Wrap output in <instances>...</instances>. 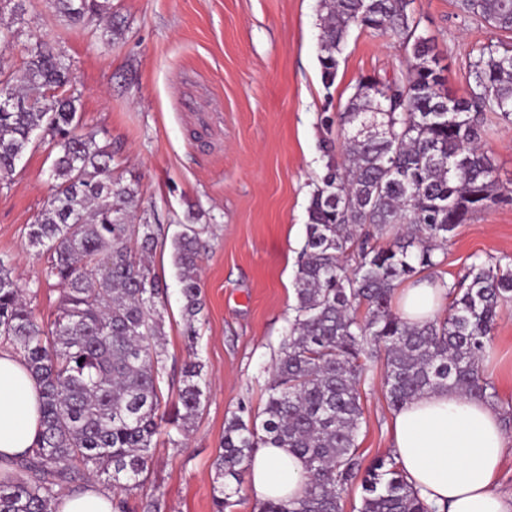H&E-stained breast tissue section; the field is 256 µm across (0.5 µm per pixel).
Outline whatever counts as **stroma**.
I'll list each match as a JSON object with an SVG mask.
<instances>
[{
	"mask_svg": "<svg viewBox=\"0 0 512 512\" xmlns=\"http://www.w3.org/2000/svg\"><path fill=\"white\" fill-rule=\"evenodd\" d=\"M414 8L443 59L449 94L467 95L470 54L497 32L463 16L455 0H415ZM112 13L124 22L113 42L98 21L68 25L38 0L7 56L20 61L39 37L59 42L83 122L109 144L115 176L137 183L144 207L168 232L183 224L205 229L211 249L201 262L205 308L195 349L183 337L169 246L156 248L152 266L168 285L161 390L178 389L194 353L206 364L209 388L181 446L167 433L155 435L145 483L123 497L128 512H142L152 495L164 512H212L224 425L237 414L261 415L293 315L310 196L324 173L320 120L346 104L360 79L399 72L402 52L386 36L352 30L327 89L318 0H112ZM487 146L504 196L436 250L434 274L450 282L473 256L512 257V126L493 128ZM49 166L44 147L29 148L0 189V255L11 257L14 279L44 320L58 290L46 281L27 230L48 196ZM484 369L498 409L512 419V302L501 309ZM361 394L357 444L369 462L391 448L382 361L373 363Z\"/></svg>",
	"mask_w": 512,
	"mask_h": 512,
	"instance_id": "1",
	"label": "stroma"
}]
</instances>
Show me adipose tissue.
Instances as JSON below:
<instances>
[{
	"mask_svg": "<svg viewBox=\"0 0 512 512\" xmlns=\"http://www.w3.org/2000/svg\"><path fill=\"white\" fill-rule=\"evenodd\" d=\"M448 291L424 281L401 289L398 314L416 323L446 309ZM41 430L40 388L22 357L0 350V472H11ZM391 451L407 481L438 512H512L498 489L508 440L500 411L455 390L429 391L394 410ZM254 502L294 500L308 481L304 461L283 448H263L248 463ZM57 512H113L112 496L96 484L60 494Z\"/></svg>",
	"mask_w": 512,
	"mask_h": 512,
	"instance_id": "adipose-tissue-1",
	"label": "adipose tissue"
}]
</instances>
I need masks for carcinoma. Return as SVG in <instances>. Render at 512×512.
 I'll return each mask as SVG.
<instances>
[{
    "label": "carcinoma",
    "instance_id": "1",
    "mask_svg": "<svg viewBox=\"0 0 512 512\" xmlns=\"http://www.w3.org/2000/svg\"><path fill=\"white\" fill-rule=\"evenodd\" d=\"M72 25L107 18L110 0H49ZM414 0H320L321 79L331 87L352 29L382 34L405 51L400 75L363 78L343 110L321 118L324 175L308 207L307 239L295 275L296 304L268 385L265 418L234 416L224 427L214 467V512L235 506L259 448H287L304 459V495L268 500L259 512H343L360 484L357 512H432L388 454L364 464L357 434L361 384L369 363L385 359V385L398 409L427 390L452 388L495 403L483 359L499 308L512 300V258L475 256L448 285L442 317L409 323L392 309L398 284L439 265L435 251L470 217L491 207L500 185L486 147L492 125H512V43L481 46L469 63V96L444 88L433 40L417 33ZM466 16L512 33V0H456ZM33 0H0V17L26 14ZM19 31L0 23V185L36 142L52 157L51 186L29 246L46 258L58 286L55 318L36 317L0 255V344L19 352L38 381L42 431L18 471L0 480V512H55L59 490L89 472L130 490L149 469L161 427L184 436L208 381L189 361L176 397H164L167 284L148 257L163 227L150 223L132 183L112 176V153L84 131L79 96L63 49L38 38L20 66L5 61ZM395 237L378 243L388 227ZM195 224L173 236L184 336L194 344L203 310L199 268L208 243Z\"/></svg>",
    "mask_w": 512,
    "mask_h": 512
}]
</instances>
